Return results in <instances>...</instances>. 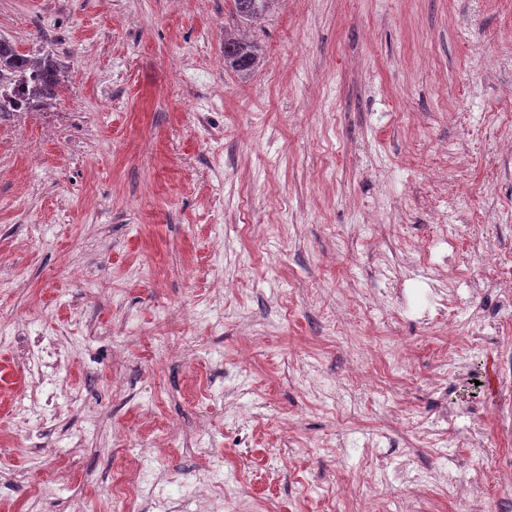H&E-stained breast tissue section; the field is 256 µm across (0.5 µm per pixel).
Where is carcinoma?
<instances>
[{
    "instance_id": "cac0c4a2",
    "label": "carcinoma",
    "mask_w": 512,
    "mask_h": 512,
    "mask_svg": "<svg viewBox=\"0 0 512 512\" xmlns=\"http://www.w3.org/2000/svg\"><path fill=\"white\" fill-rule=\"evenodd\" d=\"M274 0H233L236 11L247 19H257L269 12ZM257 45L238 38L224 39V63L237 71H248L256 60ZM18 75L14 80L12 104L23 111L37 108L45 99L56 95L59 70L54 57L45 54L36 60L19 52L15 45L0 35V83L4 73Z\"/></svg>"
}]
</instances>
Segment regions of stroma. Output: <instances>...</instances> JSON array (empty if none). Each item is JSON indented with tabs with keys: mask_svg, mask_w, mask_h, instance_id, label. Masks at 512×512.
Instances as JSON below:
<instances>
[{
	"mask_svg": "<svg viewBox=\"0 0 512 512\" xmlns=\"http://www.w3.org/2000/svg\"><path fill=\"white\" fill-rule=\"evenodd\" d=\"M0 35L67 76L0 129L42 144L22 177L0 152V391L24 380L26 337L66 350L32 440L0 403V512H94L173 420L129 512L158 495L190 512L202 479L204 512H399L371 438L428 474L512 460L494 290L512 273V0H275L254 22L231 0H0ZM230 35L258 45L251 71L215 66ZM448 213L451 336L405 250ZM478 240L497 259L476 268ZM367 343L413 361L346 381Z\"/></svg>",
	"mask_w": 512,
	"mask_h": 512,
	"instance_id": "35a3bbf8",
	"label": "stroma"
}]
</instances>
